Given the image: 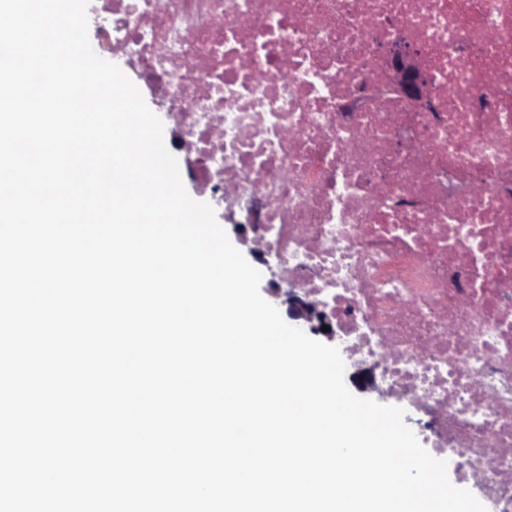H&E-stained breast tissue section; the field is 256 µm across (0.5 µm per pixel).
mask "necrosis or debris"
I'll list each match as a JSON object with an SVG mask.
<instances>
[{"mask_svg": "<svg viewBox=\"0 0 512 512\" xmlns=\"http://www.w3.org/2000/svg\"><path fill=\"white\" fill-rule=\"evenodd\" d=\"M215 201L512 512V0H100ZM416 45L435 109L386 85Z\"/></svg>", "mask_w": 512, "mask_h": 512, "instance_id": "necrosis-or-debris-1", "label": "necrosis or debris"}]
</instances>
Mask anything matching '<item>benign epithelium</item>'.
<instances>
[{
  "label": "benign epithelium",
  "instance_id": "1",
  "mask_svg": "<svg viewBox=\"0 0 512 512\" xmlns=\"http://www.w3.org/2000/svg\"><path fill=\"white\" fill-rule=\"evenodd\" d=\"M383 54L389 85L414 105L429 103V80L420 62L419 49L412 43L399 42L384 47ZM288 302L290 315L298 326L322 332L326 317L318 304L295 293L288 296Z\"/></svg>",
  "mask_w": 512,
  "mask_h": 512
}]
</instances>
